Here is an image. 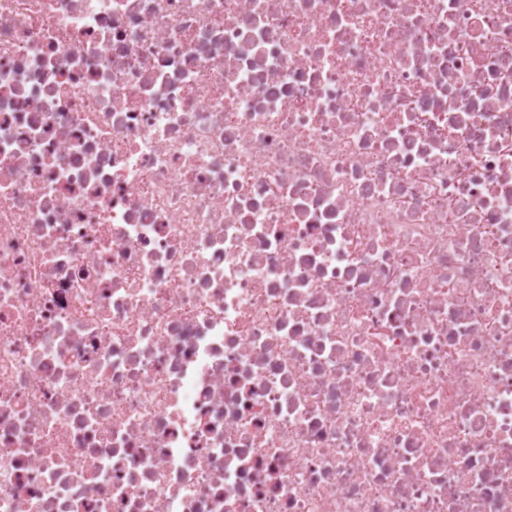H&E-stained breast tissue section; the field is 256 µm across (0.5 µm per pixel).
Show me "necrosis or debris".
Returning a JSON list of instances; mask_svg holds the SVG:
<instances>
[{"label": "necrosis or debris", "instance_id": "obj_1", "mask_svg": "<svg viewBox=\"0 0 512 512\" xmlns=\"http://www.w3.org/2000/svg\"><path fill=\"white\" fill-rule=\"evenodd\" d=\"M0 512H512V0H0Z\"/></svg>", "mask_w": 512, "mask_h": 512}]
</instances>
